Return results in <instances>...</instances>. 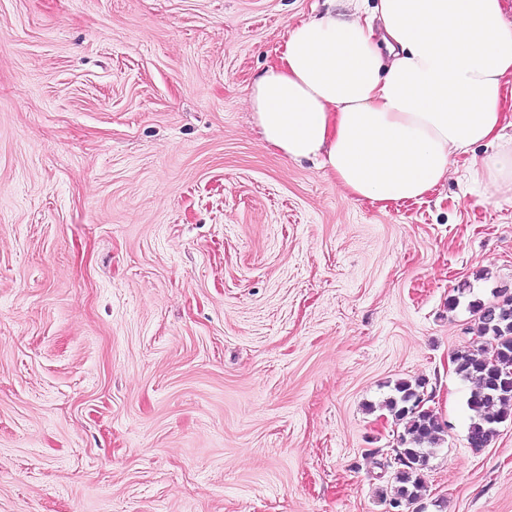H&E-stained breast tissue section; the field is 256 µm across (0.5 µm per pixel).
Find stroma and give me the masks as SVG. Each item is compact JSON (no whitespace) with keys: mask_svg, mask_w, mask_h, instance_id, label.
Returning a JSON list of instances; mask_svg holds the SVG:
<instances>
[{"mask_svg":"<svg viewBox=\"0 0 512 512\" xmlns=\"http://www.w3.org/2000/svg\"><path fill=\"white\" fill-rule=\"evenodd\" d=\"M352 11L0 0V512H386L401 379L444 426L424 512H512V418L470 448L452 364L512 291V201L463 157L355 201L246 102L288 26Z\"/></svg>","mask_w":512,"mask_h":512,"instance_id":"35a3bbf8","label":"stroma"}]
</instances>
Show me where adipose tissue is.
<instances>
[{"mask_svg":"<svg viewBox=\"0 0 512 512\" xmlns=\"http://www.w3.org/2000/svg\"><path fill=\"white\" fill-rule=\"evenodd\" d=\"M511 84L505 0H376L363 21L290 27L247 103L269 146L354 200L424 199L464 154L480 199L512 200Z\"/></svg>","mask_w":512,"mask_h":512,"instance_id":"1","label":"adipose tissue"}]
</instances>
